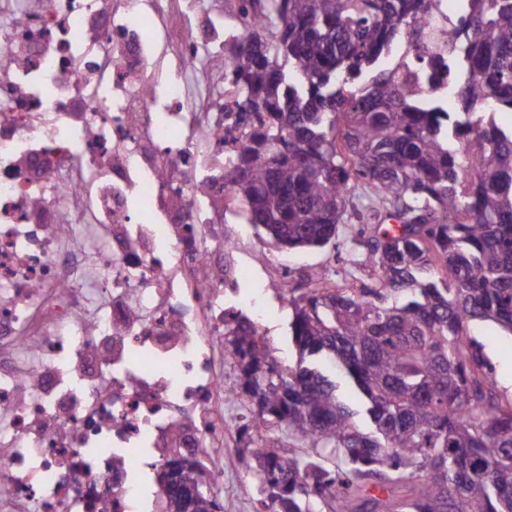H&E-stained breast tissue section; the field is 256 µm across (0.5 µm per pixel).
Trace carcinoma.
Here are the masks:
<instances>
[{"instance_id":"cac0c4a2","label":"carcinoma","mask_w":512,"mask_h":512,"mask_svg":"<svg viewBox=\"0 0 512 512\" xmlns=\"http://www.w3.org/2000/svg\"><path fill=\"white\" fill-rule=\"evenodd\" d=\"M224 38V193L288 249L336 236L351 187L386 202L363 251L380 285L339 289L316 273L294 296L288 371L250 319L224 314V346L259 418L309 441L264 443L271 512H363L367 487L398 512H512V404L471 328L512 335V0H462L434 31L441 66L392 46L435 0H256ZM455 98L447 112L440 100ZM396 225L391 226L388 221ZM356 388L357 412L340 397ZM168 512H217L193 463L173 460Z\"/></svg>"}]
</instances>
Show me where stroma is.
<instances>
[{
	"instance_id": "stroma-1",
	"label": "stroma",
	"mask_w": 512,
	"mask_h": 512,
	"mask_svg": "<svg viewBox=\"0 0 512 512\" xmlns=\"http://www.w3.org/2000/svg\"><path fill=\"white\" fill-rule=\"evenodd\" d=\"M372 196L366 183L352 189L344 220L338 224L336 243L323 248L285 251L263 229L249 224L242 209L229 208L224 212V233L236 239L238 247L233 262L242 277L240 294L261 291L269 307L268 318L260 322L258 331L267 342L272 356L285 367L295 366L299 355L292 341L290 323L293 310L283 302L280 292L281 277L273 266L274 258L291 256L290 279L303 282L316 271H332L337 282L347 284L370 274L367 266H352L346 247L362 227L361 211ZM473 337L483 346L486 358L493 367L497 391L503 400L512 402V391L507 383L512 380V335L491 322H482L472 329ZM225 381L234 392L225 417L236 426V436L224 449V510L223 512H265L263 495L256 479L258 462L254 441L258 435L255 417L248 409L247 397L241 389V378L232 357L224 359Z\"/></svg>"
}]
</instances>
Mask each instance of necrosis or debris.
Instances as JSON below:
<instances>
[{
  "mask_svg": "<svg viewBox=\"0 0 512 512\" xmlns=\"http://www.w3.org/2000/svg\"><path fill=\"white\" fill-rule=\"evenodd\" d=\"M223 51L161 0H0V512L224 488ZM166 467L176 473V479L168 484L170 512H217L219 505L209 492V486L199 480L193 463L173 460ZM195 491V494L193 492ZM211 490V489H210Z\"/></svg>",
  "mask_w": 512,
  "mask_h": 512,
  "instance_id": "4bbe7bcc",
  "label": "necrosis or debris"
}]
</instances>
